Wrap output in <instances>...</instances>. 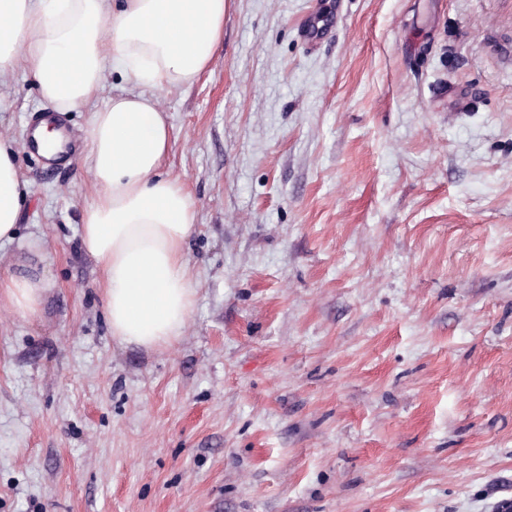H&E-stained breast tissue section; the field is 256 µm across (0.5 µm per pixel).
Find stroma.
Returning <instances> with one entry per match:
<instances>
[{"label":"stroma","mask_w":512,"mask_h":512,"mask_svg":"<svg viewBox=\"0 0 512 512\" xmlns=\"http://www.w3.org/2000/svg\"><path fill=\"white\" fill-rule=\"evenodd\" d=\"M341 9L317 46L299 21ZM191 195L195 304L147 350L108 325L74 158L0 136L26 183L0 278L37 240L54 288L0 309V512H497L512 499V0H229L164 92Z\"/></svg>","instance_id":"35a3bbf8"}]
</instances>
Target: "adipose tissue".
Here are the masks:
<instances>
[{
	"label": "adipose tissue",
	"mask_w": 512,
	"mask_h": 512,
	"mask_svg": "<svg viewBox=\"0 0 512 512\" xmlns=\"http://www.w3.org/2000/svg\"><path fill=\"white\" fill-rule=\"evenodd\" d=\"M226 0H0V78L26 63L58 111L90 104L105 68L139 92L91 111L85 157L97 192L82 213L84 250L104 272L113 337L146 349L173 346L195 304L185 242L192 200L164 174L171 131L159 96L194 82L224 37ZM14 151L0 140V244L13 243L25 203ZM28 242L0 305L36 312L53 289Z\"/></svg>",
	"instance_id": "adipose-tissue-1"
}]
</instances>
